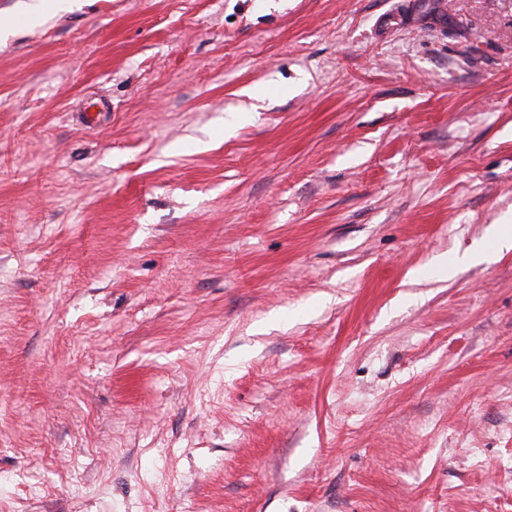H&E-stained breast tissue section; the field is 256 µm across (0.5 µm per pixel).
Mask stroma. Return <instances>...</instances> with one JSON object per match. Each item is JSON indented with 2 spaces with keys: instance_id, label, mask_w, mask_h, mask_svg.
<instances>
[{
  "instance_id": "obj_1",
  "label": "stroma",
  "mask_w": 512,
  "mask_h": 512,
  "mask_svg": "<svg viewBox=\"0 0 512 512\" xmlns=\"http://www.w3.org/2000/svg\"><path fill=\"white\" fill-rule=\"evenodd\" d=\"M24 2L0 512H512V0ZM74 6H76L75 1L70 0H39L37 2L27 4L24 13L29 19L30 26L34 27L40 24L48 7H51L52 12L57 14L70 12L73 10ZM510 250H512V224H493L483 239L463 256L455 257L449 264L445 257L435 258L431 263L430 277L447 279L459 265L490 261Z\"/></svg>"
}]
</instances>
